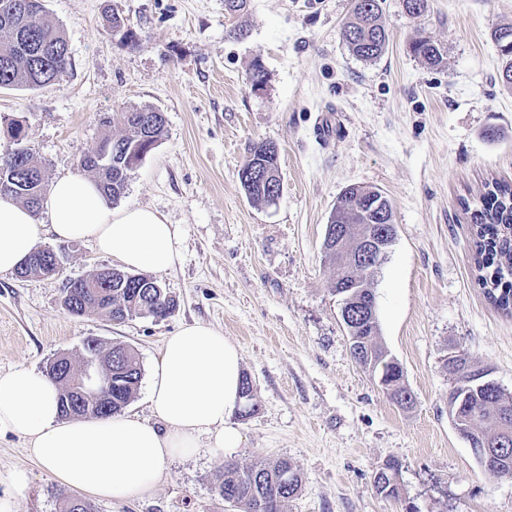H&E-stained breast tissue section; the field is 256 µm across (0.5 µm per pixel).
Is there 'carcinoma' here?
Masks as SVG:
<instances>
[{"mask_svg": "<svg viewBox=\"0 0 512 512\" xmlns=\"http://www.w3.org/2000/svg\"><path fill=\"white\" fill-rule=\"evenodd\" d=\"M382 0H354L351 17L344 24L343 37L349 51L364 61L380 58L386 51L388 34L382 24ZM112 32L122 36L125 44L136 42L134 32L125 20L112 14ZM493 39L502 57L500 78L506 87H512V26L494 31ZM414 54L431 65L442 61L439 48L429 40H416L411 45ZM70 63L68 42L60 28L47 18L39 0H0V89L40 88L54 82ZM121 123L125 132L105 134L99 143L112 147V166L101 171L83 165L99 182L103 192L112 200L124 193L129 174L162 138L166 126L164 113L153 107L131 108L102 119V125ZM242 169L262 173L277 170L278 152L260 141L251 148ZM46 183V170L31 150L16 156L10 169V187L4 194L22 202L32 212L40 208ZM249 198L258 204L271 202V190L266 183H242ZM380 203L386 215L392 214L388 199L377 190L360 186L347 187L337 198L333 211L347 206L367 211L358 218L361 224H384L377 212L369 211L370 201ZM473 224L476 247V269L483 279L487 297L498 308L512 311V185L494 180L480 197L479 207L465 206ZM96 276L91 272L81 278L68 279L62 288L65 310L74 316L99 313L114 321L137 316L164 319L174 313L175 301L167 292L156 287V282L143 275L123 270L112 272V285L106 288H84L83 282ZM367 347L374 352L373 370L383 376L391 398L401 397L408 390L400 386L397 366L381 360L384 348L378 337L370 336ZM94 358L101 373H112V387L102 388L99 395L81 394L74 390V380L82 375L88 358ZM481 367L472 364L466 354L458 357L456 384L466 385L473 372ZM45 374L58 388L61 416L110 417L120 413L132 400L142 378V366L136 352L125 345L108 346L97 338L84 341L79 364L65 354L55 357L45 368ZM241 416L255 412L251 403L252 386L243 377ZM451 412L473 429L477 443L501 447L495 449L496 459L490 461L487 472L497 474L498 466L512 468V396L499 390L474 389L460 408L455 398H449ZM301 486L298 471L286 459L274 462L258 460L241 467L226 463L214 486L215 496L221 502L231 503L244 512H282V506ZM62 512H92L91 505L82 497L71 494L62 497Z\"/></svg>", "mask_w": 512, "mask_h": 512, "instance_id": "cac0c4a2", "label": "carcinoma"}]
</instances>
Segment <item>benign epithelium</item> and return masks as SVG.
<instances>
[{"instance_id": "7a95c632", "label": "benign epithelium", "mask_w": 512, "mask_h": 512, "mask_svg": "<svg viewBox=\"0 0 512 512\" xmlns=\"http://www.w3.org/2000/svg\"><path fill=\"white\" fill-rule=\"evenodd\" d=\"M353 210L345 224H327L324 240L330 246L324 249L329 261L336 267V274L344 276L352 270L364 272V277L348 284V289L336 292L340 302V315L346 333L350 337L351 351L360 352L364 338L358 331L367 327L376 332L379 326L375 306H360L356 300L357 289L368 287L369 280L378 271L394 238L375 224H356ZM36 265L42 275H58L62 261L52 248L42 249L24 262V266Z\"/></svg>"}]
</instances>
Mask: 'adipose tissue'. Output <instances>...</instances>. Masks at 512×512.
Masks as SVG:
<instances>
[{
  "instance_id": "1",
  "label": "adipose tissue",
  "mask_w": 512,
  "mask_h": 512,
  "mask_svg": "<svg viewBox=\"0 0 512 512\" xmlns=\"http://www.w3.org/2000/svg\"><path fill=\"white\" fill-rule=\"evenodd\" d=\"M36 223L13 198L0 196V273L16 270L46 237L90 241L130 269L165 273L182 258L177 225L142 206L113 209L97 184L76 172L57 179ZM241 354L212 326L194 322L166 336L148 400L155 422L137 416L63 419L45 373L0 372V436L26 441L28 456L63 485L97 498L148 496L166 464L207 451L233 454L242 436L230 417L240 402Z\"/></svg>"
}]
</instances>
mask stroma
I'll return each mask as SVG.
<instances>
[{
	"label": "stroma",
	"mask_w": 512,
	"mask_h": 512,
	"mask_svg": "<svg viewBox=\"0 0 512 512\" xmlns=\"http://www.w3.org/2000/svg\"><path fill=\"white\" fill-rule=\"evenodd\" d=\"M68 42L71 64L37 89L0 90V151L7 124L22 126L49 180L80 171L104 134L103 116L151 106L165 133L130 174L119 206L162 213L178 225L182 261L158 274L175 300L166 319L123 322L68 314L63 278L119 262L88 241L64 248L62 276L0 273V372L44 371L86 338L122 343L151 373L166 336L185 323L221 331L242 356L255 412L230 422L243 437L232 459L246 466L285 458L302 484L284 512H512V478L477 463L455 429L445 366L464 351L512 395V314L476 281L472 227L491 179L512 182V90L500 78L493 31L512 25V0H429L419 18L384 0V55L353 57L342 24L352 0H43ZM125 18L122 45L103 11ZM243 26L244 38L230 37ZM427 36L443 62L410 45ZM265 72L253 86V64ZM278 147L282 192L250 201L238 173L253 143ZM380 188L397 228L372 288L379 340L401 364L415 402L403 409L351 356L333 269L322 243L349 185ZM401 464L399 498L376 493L373 476ZM222 461L202 453L169 462L152 495L91 498L94 512H222L214 496ZM25 472L14 490L10 476ZM59 482L29 459L21 437H0V494L15 512H59Z\"/></svg>",
	"instance_id": "obj_1"
}]
</instances>
